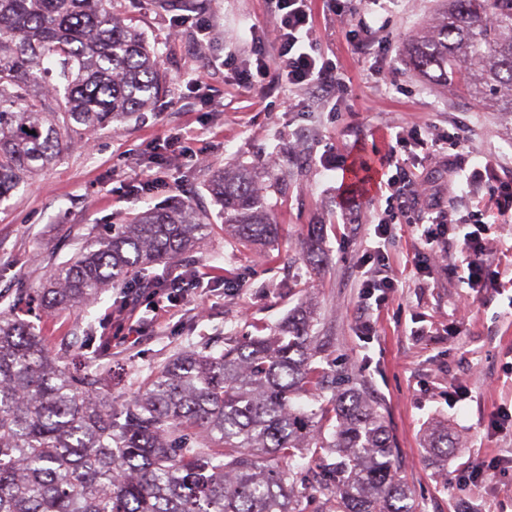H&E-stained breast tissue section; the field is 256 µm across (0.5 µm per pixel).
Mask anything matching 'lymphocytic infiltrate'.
I'll list each match as a JSON object with an SVG mask.
<instances>
[{
	"label": "lymphocytic infiltrate",
	"mask_w": 512,
	"mask_h": 512,
	"mask_svg": "<svg viewBox=\"0 0 512 512\" xmlns=\"http://www.w3.org/2000/svg\"><path fill=\"white\" fill-rule=\"evenodd\" d=\"M271 3L272 25L262 29L261 40L272 46L276 54L271 57L263 51H256L253 62L255 71L248 74V85L252 86L269 78L291 88L317 85L339 91L348 90L349 78L335 61L324 57L317 49L313 36V0H271ZM405 141L403 131H396L397 148ZM397 148L390 151L382 161L383 168L389 169L390 174L385 182V187L389 191L388 215L379 219L374 228L376 238L381 240L390 234L398 215L405 213L409 194L415 189L407 162L399 156ZM478 221V215L471 212L463 215L453 207L437 210L426 234L427 249L418 255L420 269L429 270L431 260L445 252L444 242L448 236L449 225H472ZM457 263L459 268L466 272L469 287L488 293L495 292L498 273L493 270V260L487 254L478 235L472 232L463 235L459 244ZM359 278L363 296L367 299L375 292L394 287L395 278L389 272L388 262L380 247H372L361 259ZM204 280L203 273L183 268L178 264L171 270L168 287L149 282L125 290V304L135 308L141 302L147 301L155 307L164 308L167 313L174 314L197 298Z\"/></svg>",
	"instance_id": "lymphocytic-infiltrate-1"
}]
</instances>
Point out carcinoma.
<instances>
[{
    "mask_svg": "<svg viewBox=\"0 0 512 512\" xmlns=\"http://www.w3.org/2000/svg\"><path fill=\"white\" fill-rule=\"evenodd\" d=\"M440 16L413 43L414 65L512 121V0H442ZM165 88L155 50L112 0H0V203ZM207 191L224 226L275 241L263 172L218 170ZM212 229L184 203L89 229L46 286L19 290L0 315V512H305L302 449L334 457L316 480L323 512H416L385 416L360 389L341 382L322 408L297 403L318 385L307 305L275 336L184 350L125 405L112 376L54 353L21 317L34 301L54 315L136 288ZM450 447L448 427L434 425L437 465Z\"/></svg>",
    "mask_w": 512,
    "mask_h": 512,
    "instance_id": "carcinoma-1",
    "label": "carcinoma"
}]
</instances>
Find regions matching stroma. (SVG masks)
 <instances>
[{"mask_svg":"<svg viewBox=\"0 0 512 512\" xmlns=\"http://www.w3.org/2000/svg\"><path fill=\"white\" fill-rule=\"evenodd\" d=\"M436 6V0H387L385 25L371 34L384 50L372 62L354 54L347 38L353 0H337L333 10L315 0L317 46L351 82L350 91L328 100L315 88L243 84L255 46L251 31L272 22L267 0H139L135 24L158 52L167 90L151 111L100 131L88 147L65 151L34 184L0 204V312L18 289L41 286L55 265L72 258L91 226L120 224L173 199L211 213L206 184L212 170L268 169L279 185L268 194L279 239L250 246L215 224L183 259L217 278L203 300L156 316L146 307L122 308L113 288L87 308L52 318L35 308L28 320L53 349L68 342L90 354L94 370L112 375V395L123 404L181 351L217 352L226 338L271 334L301 303H310L317 313L316 366L329 381L356 379L379 403L393 431L400 476L420 512H512V421L498 417L500 410L512 412V283L488 296L461 282L453 268L460 237L454 224L447 255L430 276L419 275L414 256L423 244L410 228L422 217L415 203L384 247L396 286L366 305L356 267L373 244L385 198L372 189L357 220L346 223L344 171L324 164L329 155L351 157L358 145L384 156L399 127L419 128L426 139L464 130V150L429 152L410 172L428 181L444 204L481 211L486 250L512 268V223H497L493 193L498 178L512 173V124L501 113L477 110L454 87L431 83L407 54ZM201 18L213 24L203 42L196 27ZM233 46L238 54L229 64ZM373 63L385 81L370 76ZM187 145L203 162L184 155ZM487 164L492 170L485 180L468 185V171ZM145 170L165 186L134 194ZM315 226L322 230L323 257L316 274L302 259ZM130 321L145 325L144 335L114 344V325ZM437 420L447 421L457 443L444 472L429 462L424 441ZM482 463L487 475L471 478Z\"/></svg>","mask_w":512,"mask_h":512,"instance_id":"1","label":"stroma"}]
</instances>
